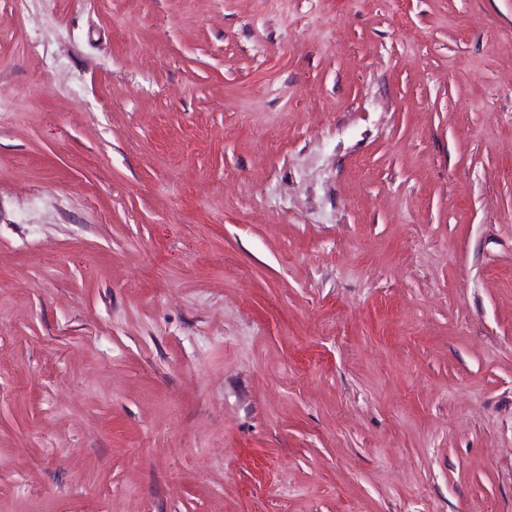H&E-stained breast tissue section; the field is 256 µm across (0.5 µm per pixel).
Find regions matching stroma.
Returning a JSON list of instances; mask_svg holds the SVG:
<instances>
[{"instance_id": "1", "label": "stroma", "mask_w": 512, "mask_h": 512, "mask_svg": "<svg viewBox=\"0 0 512 512\" xmlns=\"http://www.w3.org/2000/svg\"><path fill=\"white\" fill-rule=\"evenodd\" d=\"M0 512H512V0H0Z\"/></svg>"}]
</instances>
